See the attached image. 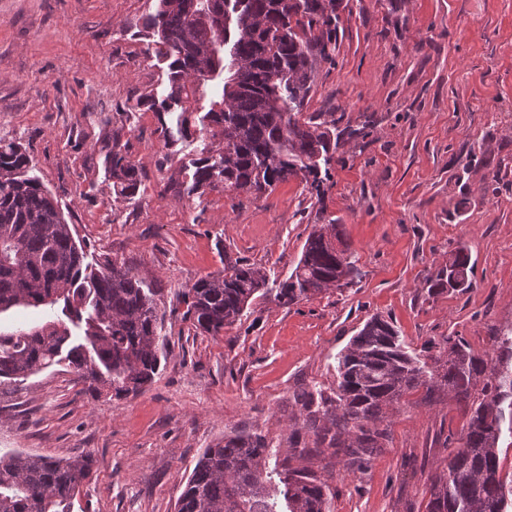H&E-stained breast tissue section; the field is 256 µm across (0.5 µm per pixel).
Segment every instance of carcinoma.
I'll return each mask as SVG.
<instances>
[{
  "mask_svg": "<svg viewBox=\"0 0 512 512\" xmlns=\"http://www.w3.org/2000/svg\"><path fill=\"white\" fill-rule=\"evenodd\" d=\"M341 0H198L193 18L185 0H158L147 18L156 56L167 65L169 90L145 95L133 109L153 112L168 144L203 142L192 161L188 192L262 194L297 180L321 193L342 136L324 112H306L320 62L336 53ZM224 11L222 43L208 55L209 15ZM218 87L210 108L198 111L208 83ZM109 173L120 196L132 200L139 166L125 147L107 146ZM76 230L34 174L23 145L0 137V314L48 308L35 326L0 330V378L23 382L66 362L89 389L120 398L141 391L159 374L166 354L163 289L124 262H85ZM470 255L459 245L448 265L426 278L429 291L463 292L471 285ZM360 275L358 257L338 224L314 227L292 273L269 288L266 267L248 261L224 266L182 290L183 319L201 335L235 325L258 298L273 294L287 307ZM82 328L71 343L69 325ZM493 355L472 350L462 336L409 350L395 327L368 319L338 357L336 388L293 394L301 428L280 452L257 433L236 432L205 449L177 512H329L330 486L292 460L309 454L301 431L320 448L341 450L361 464L388 437L387 411L409 393L450 396L469 409L466 427L448 437L452 449L435 475L428 512H506L507 485L498 448L512 437V323L493 333ZM91 455L53 458L0 455V512H73L92 474Z\"/></svg>",
  "mask_w": 512,
  "mask_h": 512,
  "instance_id": "1",
  "label": "carcinoma"
}]
</instances>
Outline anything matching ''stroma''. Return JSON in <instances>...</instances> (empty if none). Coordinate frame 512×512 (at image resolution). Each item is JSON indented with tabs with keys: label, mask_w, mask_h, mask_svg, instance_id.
Segmentation results:
<instances>
[{
	"label": "stroma",
	"mask_w": 512,
	"mask_h": 512,
	"mask_svg": "<svg viewBox=\"0 0 512 512\" xmlns=\"http://www.w3.org/2000/svg\"><path fill=\"white\" fill-rule=\"evenodd\" d=\"M157 0H0V137L27 149L89 262L129 264L165 290L169 355L154 383L95 394L65 366L0 383V454L92 455L74 512H175L199 455L240 429L286 444L295 389L331 388L337 358L373 315L411 349L465 337L493 350L512 323V0H343L336 53L308 105L362 140L337 152L321 195L291 180L260 197L186 193L195 155L165 146L131 106L166 95L143 22ZM118 139L142 169L119 197L106 169ZM336 221L358 258L354 285L289 307L256 299L218 337L195 334L178 290L247 260L291 274L314 226ZM468 248L472 286L429 294L425 277ZM468 419L448 396L406 397L364 468L324 448L331 512H427L445 440Z\"/></svg>",
	"instance_id": "obj_1"
}]
</instances>
